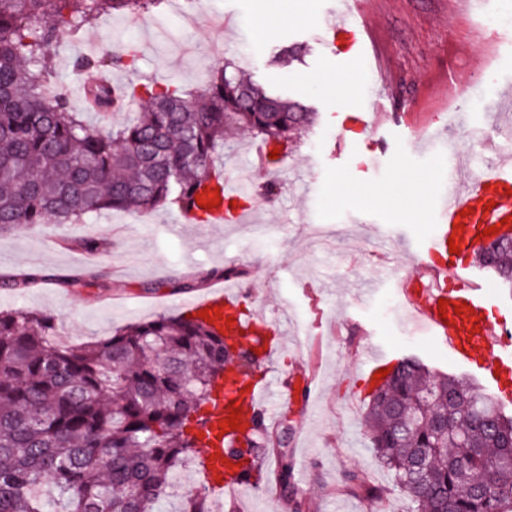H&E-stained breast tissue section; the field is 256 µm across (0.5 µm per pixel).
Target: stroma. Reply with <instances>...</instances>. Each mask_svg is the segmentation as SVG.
Instances as JSON below:
<instances>
[{
	"mask_svg": "<svg viewBox=\"0 0 512 512\" xmlns=\"http://www.w3.org/2000/svg\"><path fill=\"white\" fill-rule=\"evenodd\" d=\"M180 5L170 0L154 16L104 17L66 45L58 66L65 70L75 57L131 42L139 52L137 73L114 71L111 79L193 88L222 58H242L253 80L318 111L315 124L290 143L281 166L270 172L253 157V135L225 139L218 161L226 175L253 169L255 187L275 182V196L262 200L251 223L209 225L201 240L177 211L165 208L142 219L113 211L80 224H31L0 233L1 279L34 266L71 274L84 267L81 238L109 244L92 263L99 284L0 288V309L54 317L76 341L103 339L129 323L180 312L185 294L172 284L184 276L242 268L239 311L267 313L275 336L286 339L272 368L297 391H308L280 408L274 426L287 434L292 489L275 495L258 486L244 495L243 507L296 512L303 499L316 512H364L368 499L351 483L360 474L379 490L389 512H407L408 499L375 455L364 423L366 354L374 344L400 356L413 354L434 370L483 385L475 367L454 361L445 347L416 331L406 314L383 313L382 305L403 276L417 272L439 219L447 175L466 181L485 169L471 129L488 130L503 156H512V132L491 120L503 89L512 84V46L486 43L475 0H367L355 17L344 0H195L186 23L177 15ZM276 16L281 22L264 32L260 50L244 57L253 33ZM357 21L366 23L370 35L364 55L347 63L328 45L327 33L333 23ZM492 62L496 72L478 97L454 98L450 78L471 84ZM370 72L385 86L387 113H418L416 130L391 123L370 127L339 152L346 113L369 109L364 80ZM407 175L413 188L403 182ZM346 181L354 186L347 195L341 191ZM312 224L340 225L344 236L312 250ZM471 275L492 294L487 309L495 324L512 331V289L480 265H472Z\"/></svg>",
	"mask_w": 512,
	"mask_h": 512,
	"instance_id": "obj_1",
	"label": "stroma"
}]
</instances>
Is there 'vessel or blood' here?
Returning a JSON list of instances; mask_svg holds the SVG:
<instances>
[{
  "mask_svg": "<svg viewBox=\"0 0 512 512\" xmlns=\"http://www.w3.org/2000/svg\"><path fill=\"white\" fill-rule=\"evenodd\" d=\"M331 43L343 44L348 55L364 51L362 26L339 23L329 28ZM441 216L427 249V259L416 275L400 283L405 295L410 319L429 335L434 336L458 362L479 368L490 389H499L504 369L512 363V332L496 329L482 320L481 312L486 297L481 285L473 279L465 265L444 262L450 243L468 248L477 243V233L500 225L502 233L512 232V163L491 162L467 187H460L456 179H449L448 191L440 203ZM463 230H456V223ZM236 306V298L224 288L216 287L204 297L192 302L194 311L219 309L227 312ZM280 377L266 370L262 384L242 382L231 400L241 411V427L253 421L268 425L275 423V404L287 399ZM227 442L222 449H206L209 459L226 458L228 465L221 472L211 473V480L219 481L221 490L232 493L252 487L255 473L247 467V458L241 457L239 430H227Z\"/></svg>",
  "mask_w": 512,
  "mask_h": 512,
  "instance_id": "b4317fda",
  "label": "vessel or blood"
}]
</instances>
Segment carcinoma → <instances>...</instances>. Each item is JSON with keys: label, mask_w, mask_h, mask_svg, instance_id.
<instances>
[{"label": "carcinoma", "mask_w": 512, "mask_h": 512, "mask_svg": "<svg viewBox=\"0 0 512 512\" xmlns=\"http://www.w3.org/2000/svg\"><path fill=\"white\" fill-rule=\"evenodd\" d=\"M169 0H0V231L77 223L92 212L148 215L165 205L196 224V196L223 190L216 158L233 129L283 145L312 126L308 106L241 76L224 59L195 89L129 82L111 96L100 78L80 85L96 116L62 91L66 42L113 14H161ZM131 49L77 57L75 78L134 71ZM140 106L105 125L108 107ZM481 266L512 283V236L478 251ZM99 274L31 273L3 288H80ZM229 345L207 320L160 314L76 344L56 320L0 311V512H154L195 451L192 433L225 372ZM365 425L410 512H512V416L492 396L403 356L369 395ZM448 419L438 431L436 416ZM253 461L274 457L282 491L293 461L266 427L245 438Z\"/></svg>", "instance_id": "1"}]
</instances>
